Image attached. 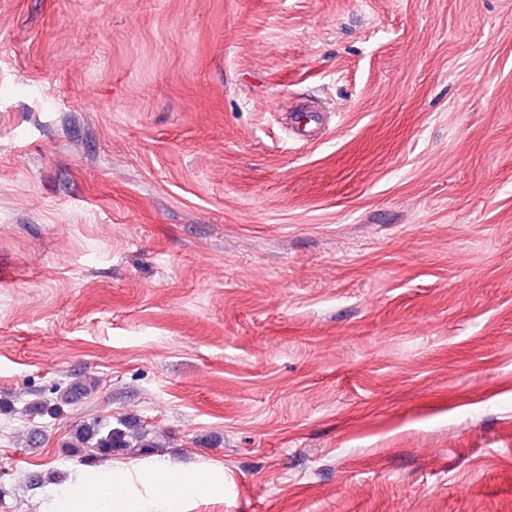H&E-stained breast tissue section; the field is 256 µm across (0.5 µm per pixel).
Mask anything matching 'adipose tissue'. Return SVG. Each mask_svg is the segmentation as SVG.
Returning <instances> with one entry per match:
<instances>
[{
    "label": "adipose tissue",
    "mask_w": 512,
    "mask_h": 512,
    "mask_svg": "<svg viewBox=\"0 0 512 512\" xmlns=\"http://www.w3.org/2000/svg\"><path fill=\"white\" fill-rule=\"evenodd\" d=\"M221 494L218 482L199 479L166 459L142 458L82 473L53 488L48 512H190L194 502Z\"/></svg>",
    "instance_id": "ef3b65f1"
}]
</instances>
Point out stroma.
<instances>
[{"mask_svg": "<svg viewBox=\"0 0 512 512\" xmlns=\"http://www.w3.org/2000/svg\"><path fill=\"white\" fill-rule=\"evenodd\" d=\"M0 399V512L96 417L192 512H512V0H0ZM293 129L302 136L317 133L323 122V110L318 104L312 103L300 109L290 118Z\"/></svg>", "mask_w": 512, "mask_h": 512, "instance_id": "stroma-1", "label": "stroma"}]
</instances>
